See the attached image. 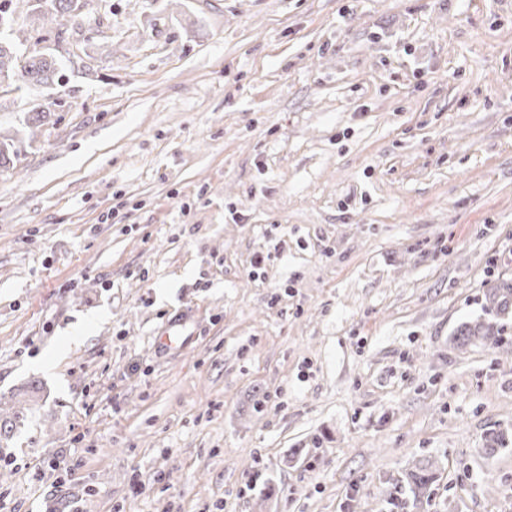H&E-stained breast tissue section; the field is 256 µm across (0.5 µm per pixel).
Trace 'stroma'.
<instances>
[{"mask_svg": "<svg viewBox=\"0 0 512 512\" xmlns=\"http://www.w3.org/2000/svg\"><path fill=\"white\" fill-rule=\"evenodd\" d=\"M55 53L0 96L54 109L0 173V512H512V351L453 337L512 343V0H91ZM460 336L463 337L464 342L482 340L491 347H503L507 345L505 343L502 344V339L500 335L495 334L493 326L483 321L472 322L468 326H465ZM436 463L430 459L423 460L416 469L408 473V485L414 497L424 495L435 479Z\"/></svg>", "mask_w": 512, "mask_h": 512, "instance_id": "stroma-1", "label": "stroma"}]
</instances>
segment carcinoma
<instances>
[{
  "mask_svg": "<svg viewBox=\"0 0 512 512\" xmlns=\"http://www.w3.org/2000/svg\"><path fill=\"white\" fill-rule=\"evenodd\" d=\"M22 0H0V29L10 31L9 36L0 37V84L9 83L21 90L31 87H51L60 84L61 61L50 52L34 50L20 54V47L30 42L31 32L41 37L52 33L55 41L63 39L68 24L77 20L89 0H33V29L14 27V16ZM26 153L25 142L14 138L0 140V172L16 167ZM491 307L504 311L512 306V287L496 288L489 296ZM461 336L466 342L481 340L491 347L502 345L492 325L476 321L464 327ZM436 463L423 460L416 469L408 473V485L414 496L425 494L435 479Z\"/></svg>",
  "mask_w": 512,
  "mask_h": 512,
  "instance_id": "obj_1",
  "label": "carcinoma"
}]
</instances>
